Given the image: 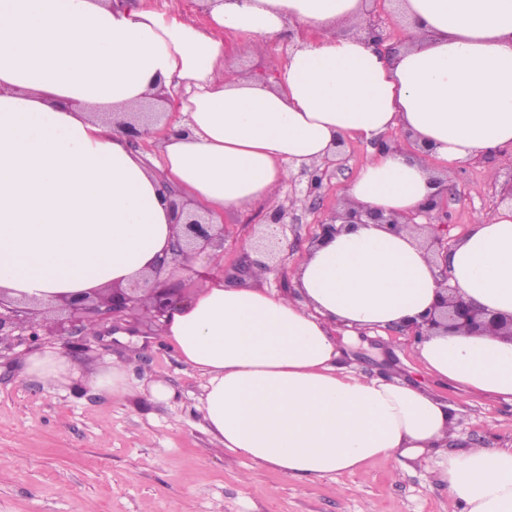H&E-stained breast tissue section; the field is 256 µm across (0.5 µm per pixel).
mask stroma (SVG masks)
Here are the masks:
<instances>
[{
    "label": "stroma",
    "instance_id": "stroma-1",
    "mask_svg": "<svg viewBox=\"0 0 512 512\" xmlns=\"http://www.w3.org/2000/svg\"><path fill=\"white\" fill-rule=\"evenodd\" d=\"M225 64L234 74H259L285 60L289 41L225 34ZM372 145L346 138L344 168L324 178L320 208L305 195L307 176L294 174L277 191L284 217L283 250L263 287L292 289L298 263L311 249L318 224L342 204L344 191ZM512 172V154L480 158L453 170L448 192V238L464 237L477 216L490 213L494 183ZM270 205L223 217L224 253L212 274L238 284V266L252 257L250 240L267 226ZM88 351L71 358L90 373L103 360L143 385L163 377L175 396L119 398L72 385H47L24 373L22 345L0 353V512H448V487L426 466L398 468L391 458L368 462L362 473L299 480L254 465L206 430L199 408L206 380L183 364L157 335L88 337ZM347 363L367 376L382 366L400 379L423 383L453 408L460 430L449 450L476 443L512 445V401L464 396L427 374L406 337L391 329L361 334Z\"/></svg>",
    "mask_w": 512,
    "mask_h": 512
}]
</instances>
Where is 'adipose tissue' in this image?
<instances>
[{"instance_id":"1","label":"adipose tissue","mask_w":512,"mask_h":512,"mask_svg":"<svg viewBox=\"0 0 512 512\" xmlns=\"http://www.w3.org/2000/svg\"><path fill=\"white\" fill-rule=\"evenodd\" d=\"M413 39L390 55L361 28L368 0H223L204 25L145 0H0V289L42 304L152 269L175 231L160 183L127 136L155 87L180 113L160 143L168 182L209 223L271 201L300 164L347 137L374 147L346 201L417 212L444 171L512 151V0H394ZM358 27L355 35L341 34ZM292 39L268 76H231L224 34ZM423 148L386 147L393 129ZM450 284L512 315V209L478 219L448 255ZM295 293L206 278L157 330L206 377L200 408L225 448L291 478L425 463L453 512H512V447L449 451L458 422L420 384L343 363L353 336L425 314L438 285L415 229L358 224L322 239ZM434 378L512 401V340L437 334L417 345ZM48 384L119 397L114 366L78 375L28 354Z\"/></svg>"}]
</instances>
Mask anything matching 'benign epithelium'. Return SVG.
<instances>
[{"mask_svg":"<svg viewBox=\"0 0 512 512\" xmlns=\"http://www.w3.org/2000/svg\"><path fill=\"white\" fill-rule=\"evenodd\" d=\"M370 38L379 48L384 46V37L378 31L374 12H368L366 25ZM386 47V46H384ZM386 51L396 52L388 46ZM170 205L176 214L177 232L172 236L163 257L153 265L151 274L134 281L125 288L114 286L104 290H91L63 301L68 317L48 326L38 317V309L20 307L4 296L0 289V345L12 346L25 343L28 349H39L50 336H71L69 352L84 346L83 336L88 334L86 326L94 325L93 334L106 336L126 324L132 328L143 326L140 314L144 310L152 313L151 321L165 318L170 311L186 299L184 289L169 284L170 279L181 270H188L187 261L192 255L215 253L224 247V228L206 223L197 214L184 210V203L176 201L175 190ZM448 182H440V189L423 211L414 215L398 216L364 205L344 204L333 215L319 225V236L339 232L345 226L355 224H379L386 230L398 233L415 219H426L430 229L425 248L435 258V277L439 284L438 300L434 309L421 317V321L396 326L397 333L418 343L438 331H455L471 334L489 333L512 338V317L490 313L476 305L449 284L448 253L452 250L444 227L448 223Z\"/></svg>","mask_w":512,"mask_h":512,"instance_id":"7a95c632","label":"benign epithelium"}]
</instances>
